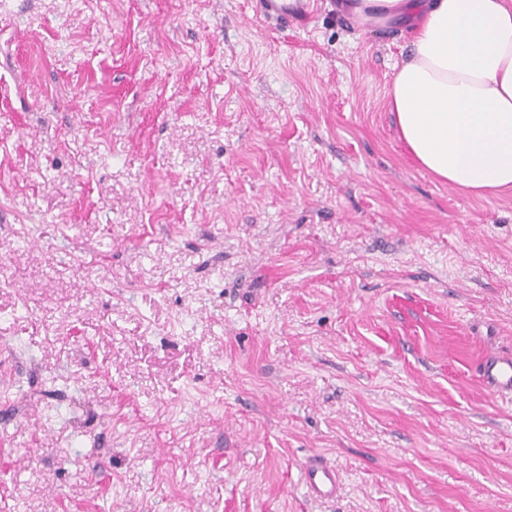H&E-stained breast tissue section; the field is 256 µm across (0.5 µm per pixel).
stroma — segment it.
<instances>
[{"label":"stroma","mask_w":512,"mask_h":512,"mask_svg":"<svg viewBox=\"0 0 512 512\" xmlns=\"http://www.w3.org/2000/svg\"><path fill=\"white\" fill-rule=\"evenodd\" d=\"M409 42L0 0V512H512V194L408 156ZM475 370L496 398L512 400V352L486 355L477 362ZM307 493L314 499L336 498L340 488V474L320 455H312L303 464Z\"/></svg>","instance_id":"stroma-1"}]
</instances>
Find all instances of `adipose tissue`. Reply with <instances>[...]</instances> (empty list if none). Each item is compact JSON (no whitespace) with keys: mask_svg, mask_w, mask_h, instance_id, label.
I'll return each mask as SVG.
<instances>
[{"mask_svg":"<svg viewBox=\"0 0 512 512\" xmlns=\"http://www.w3.org/2000/svg\"><path fill=\"white\" fill-rule=\"evenodd\" d=\"M363 30L409 26L389 110L416 163L484 198L512 193V0H347Z\"/></svg>","mask_w":512,"mask_h":512,"instance_id":"obj_1","label":"adipose tissue"}]
</instances>
